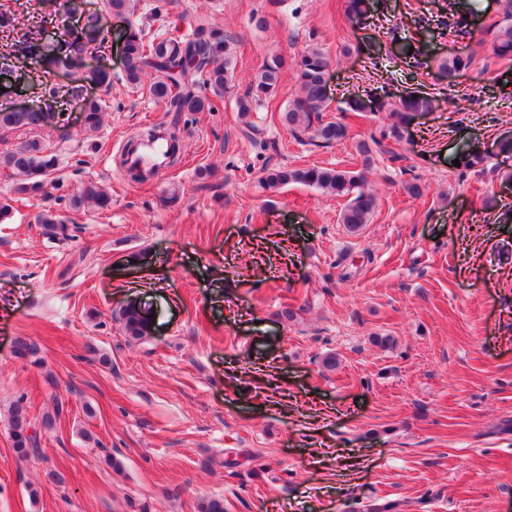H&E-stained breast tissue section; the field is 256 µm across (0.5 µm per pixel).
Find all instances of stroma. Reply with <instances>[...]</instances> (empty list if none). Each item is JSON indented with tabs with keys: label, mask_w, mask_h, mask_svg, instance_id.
Here are the masks:
<instances>
[{
	"label": "stroma",
	"mask_w": 512,
	"mask_h": 512,
	"mask_svg": "<svg viewBox=\"0 0 512 512\" xmlns=\"http://www.w3.org/2000/svg\"><path fill=\"white\" fill-rule=\"evenodd\" d=\"M369 4L352 21L344 0H141L147 33L232 36L235 78L215 110L175 117L129 85L115 17L88 58L112 70L111 90H90L107 103L98 131L73 101L40 131L59 160L46 197L16 194L0 171L11 212L0 224V512H197L204 497L223 498L224 512H357L374 499L399 512H512V432L501 429L512 420V184L499 175L512 158L496 149L512 134V60L479 34L502 2L474 0L461 45L440 23L444 0ZM407 42L414 58L400 53ZM312 43L332 61L326 115L349 125V141L318 147L280 119L298 92L292 63ZM457 50L476 63L450 83L437 62ZM276 55L288 62L276 98L246 127L235 99ZM412 91L436 109L395 143L402 162L364 163L356 142L388 118L353 116L346 101ZM173 122L180 163L131 181L118 164L127 140ZM469 146L487 153L485 171L454 167ZM266 166L363 172L377 199L369 224L348 232L346 198L300 183L260 189ZM89 180L111 207L70 210ZM173 189L178 202L164 203ZM46 209L71 239L43 234ZM139 250L146 263L130 262ZM129 301L153 315L146 340L116 319ZM285 308L296 319L279 320ZM19 336L38 344L41 367L13 356ZM20 396L36 415L67 403L26 462L7 421Z\"/></svg>",
	"instance_id": "1"
}]
</instances>
